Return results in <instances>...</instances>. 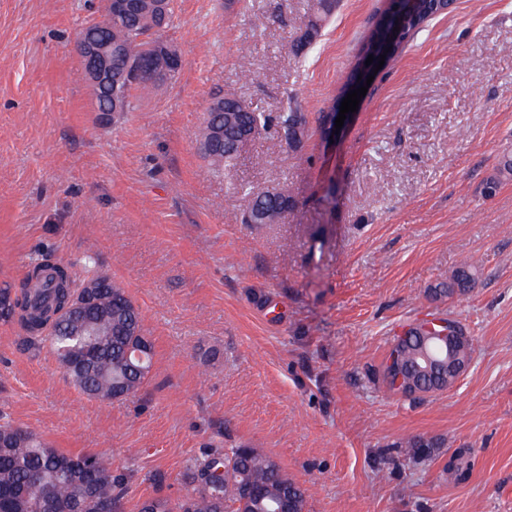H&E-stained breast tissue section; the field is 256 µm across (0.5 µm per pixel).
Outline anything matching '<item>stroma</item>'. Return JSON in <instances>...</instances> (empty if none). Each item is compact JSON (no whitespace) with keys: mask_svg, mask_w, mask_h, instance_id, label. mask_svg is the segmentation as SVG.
I'll return each mask as SVG.
<instances>
[{"mask_svg":"<svg viewBox=\"0 0 512 512\" xmlns=\"http://www.w3.org/2000/svg\"><path fill=\"white\" fill-rule=\"evenodd\" d=\"M385 2L339 0L298 55L313 0H172L159 37L182 69L111 117L76 52L106 0H0V290L41 257L95 260L154 344L148 381L102 402L0 320V423L103 455L129 478L125 512L178 507L208 451L241 447L303 485L306 512H512V0H456L325 143L319 116ZM229 85L268 124L215 174L198 131ZM292 95L297 154L276 121ZM249 186L296 206L245 223ZM466 259L474 288L429 300ZM433 318L472 337L468 367L444 391L390 392L394 338Z\"/></svg>","mask_w":512,"mask_h":512,"instance_id":"1","label":"stroma"}]
</instances>
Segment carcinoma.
I'll use <instances>...</instances> for the list:
<instances>
[{"label": "carcinoma", "instance_id": "carcinoma-1", "mask_svg": "<svg viewBox=\"0 0 512 512\" xmlns=\"http://www.w3.org/2000/svg\"><path fill=\"white\" fill-rule=\"evenodd\" d=\"M336 9V0H315L313 12L301 22V35L294 44L300 51L319 36L325 22ZM388 11L377 15L373 27L351 69L331 111L336 112L357 80L360 61L383 40L391 23ZM172 13L161 21L154 0H143L135 13L112 20V75L119 85L112 96L96 92L97 99L119 112L130 106L131 91L148 90L164 78L176 74L168 55L158 48L154 34L168 26ZM237 91L230 88L216 94L204 114L199 132L200 150L214 172L220 174L238 157L244 129L262 131L265 120L246 111ZM288 146L302 147L307 135V121L302 105L288 97V111L279 116ZM248 216L260 224H275L292 208V201L282 190L250 188ZM99 268L86 262L76 271L49 258L34 263L28 271L20 295L0 293V316L11 318L21 312L26 335L20 344L27 351L37 350L47 341L74 385L86 396L110 402L136 392L146 381L153 365V343L146 336L139 309L126 291L112 285V294L104 305L112 309L107 331L90 339L73 336L66 323L50 321L80 291V286L94 277ZM474 277L462 267L450 282L429 289L435 299L450 298L472 287ZM423 323L410 326L397 337L391 352L397 354L393 366H383V383L395 391V378L402 385H414L418 392L429 393L448 388V354H435L426 364L431 349ZM141 349L144 363L133 357L131 349ZM194 489L181 503V512H305L307 489L290 478L274 459L254 448L213 449L192 473ZM125 478L112 472V465L96 453L73 455L54 448L33 432L9 422L0 424V512H123L126 497Z\"/></svg>", "mask_w": 512, "mask_h": 512}]
</instances>
